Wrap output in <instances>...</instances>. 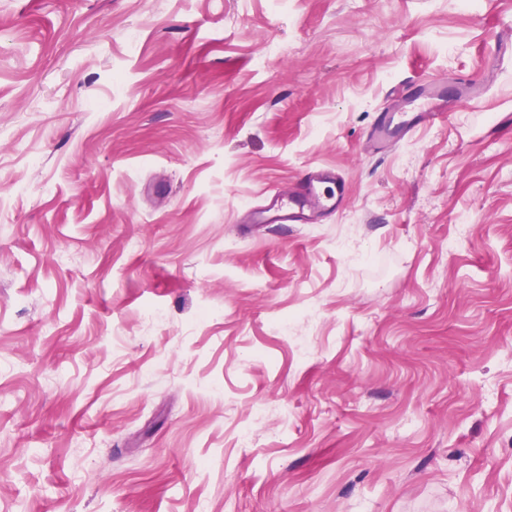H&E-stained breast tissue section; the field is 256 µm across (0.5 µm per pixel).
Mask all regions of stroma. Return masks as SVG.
Masks as SVG:
<instances>
[{"label": "stroma", "instance_id": "obj_1", "mask_svg": "<svg viewBox=\"0 0 512 512\" xmlns=\"http://www.w3.org/2000/svg\"><path fill=\"white\" fill-rule=\"evenodd\" d=\"M508 17L0 0V512H512V59L363 150ZM316 165L343 211L240 223ZM482 93L480 86L462 78L456 82L455 94L449 102L446 81L424 79L410 94L399 93V100L377 115L366 134V144L372 153H382L414 128L447 121L457 105Z\"/></svg>", "mask_w": 512, "mask_h": 512}]
</instances>
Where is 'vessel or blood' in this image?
I'll use <instances>...</instances> for the list:
<instances>
[{
    "mask_svg": "<svg viewBox=\"0 0 512 512\" xmlns=\"http://www.w3.org/2000/svg\"><path fill=\"white\" fill-rule=\"evenodd\" d=\"M482 93L480 86L465 78L452 88L441 79H424L413 92L400 95L391 108L378 114L366 134V144L373 153L384 152L414 128L447 121L454 106ZM348 202L347 184L338 170L313 167L290 187L268 195L261 206L249 210L248 217L257 224H312L345 209Z\"/></svg>",
    "mask_w": 512,
    "mask_h": 512,
    "instance_id": "1",
    "label": "vessel or blood"
}]
</instances>
